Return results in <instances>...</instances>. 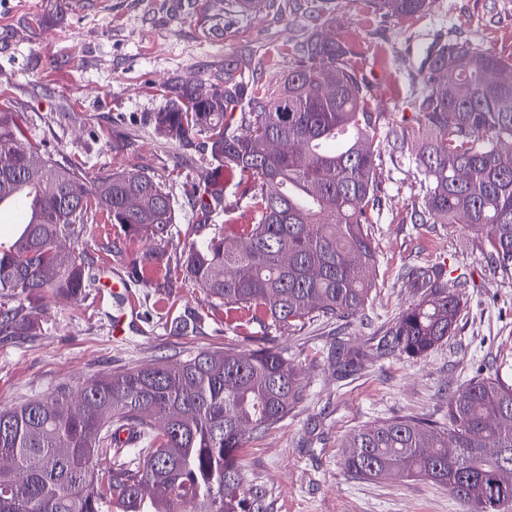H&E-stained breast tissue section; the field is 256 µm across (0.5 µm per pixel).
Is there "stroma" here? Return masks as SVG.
I'll list each match as a JSON object with an SVG mask.
<instances>
[{"mask_svg": "<svg viewBox=\"0 0 512 512\" xmlns=\"http://www.w3.org/2000/svg\"><path fill=\"white\" fill-rule=\"evenodd\" d=\"M181 2L177 12L171 0H87L75 14L69 0H0V110L20 113L41 153L83 164L93 177L146 171L171 198L176 223L163 240L146 233L131 239L103 218L88 221L79 245L109 273L127 272L156 252L178 264L191 242L254 221L248 176L211 159L204 136L179 143L156 134L151 117L167 104L168 82L220 88L230 63L261 82L287 75L297 43L314 33L348 46L382 135L416 124L413 101L440 45L467 41L512 61V0H431L425 12L404 18L381 17L368 0H295L285 17L246 13L225 0ZM210 13L224 20L208 35ZM415 155L412 147L400 157L385 150L377 161L379 203L367 217L378 262L365 272L373 288L354 319L242 336L228 326L223 306L176 276L163 292L150 280L133 286L136 314L117 339L112 316L122 304L108 289L78 300L49 297L37 335L0 343V406L189 350L275 345L286 350L306 395L241 453L244 487L264 494L268 512H467L442 486L362 480L340 465L342 441L374 421H446L455 391L482 367L512 384V280L490 273L464 225L417 223ZM413 266L448 281L463 276L467 300L455 335L421 359L378 348L388 322L419 297L405 275ZM187 311L199 315L196 329L174 335L172 320ZM343 348L359 353L360 364L338 367Z\"/></svg>", "mask_w": 512, "mask_h": 512, "instance_id": "obj_1", "label": "stroma"}]
</instances>
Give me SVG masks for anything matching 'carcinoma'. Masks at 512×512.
I'll use <instances>...</instances> for the list:
<instances>
[{"mask_svg":"<svg viewBox=\"0 0 512 512\" xmlns=\"http://www.w3.org/2000/svg\"><path fill=\"white\" fill-rule=\"evenodd\" d=\"M388 17L421 13L429 0H371ZM297 68L280 81L249 82L224 71V90L166 87L170 106L153 116L165 140L203 132L211 157L254 179L255 223L193 242L180 270L224 304L245 336L258 323L290 329L314 314L352 317L366 306L377 262L367 207L377 187L379 115L346 61L341 42L311 34L296 46ZM512 63L469 42H450L430 60L414 101L413 127L386 134L391 152L411 142L421 176L423 224H464L484 238L493 274L512 279ZM16 112L0 111V196L36 191L42 219L0 244V340L30 336L29 303L48 293L83 297L101 288L87 251L75 246L98 212L125 235L172 233L174 209L144 171L91 178L50 155L27 162ZM163 254L134 269L147 276ZM406 276L420 297L395 317L384 348L421 358L448 340L465 307L462 283L417 267ZM199 316L176 317L184 335ZM303 387L274 347L198 349L174 363L128 369L62 387L19 407H0V512H267L242 489L247 439L294 409ZM136 431L124 453L118 432ZM347 474L364 480L422 479L448 488L469 512H512V384L478 374L448 405V426L420 417L371 424L341 444ZM119 457L102 479L94 462Z\"/></svg>","mask_w":512,"mask_h":512,"instance_id":"carcinoma-1","label":"carcinoma"}]
</instances>
